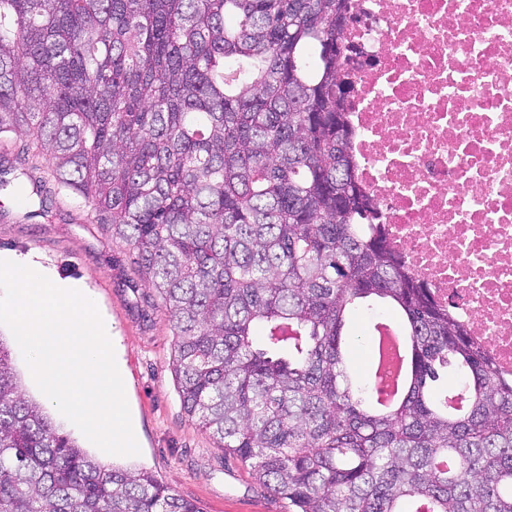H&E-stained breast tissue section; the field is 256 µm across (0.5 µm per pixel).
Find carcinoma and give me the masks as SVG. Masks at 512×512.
Instances as JSON below:
<instances>
[{"label": "carcinoma", "instance_id": "obj_1", "mask_svg": "<svg viewBox=\"0 0 512 512\" xmlns=\"http://www.w3.org/2000/svg\"><path fill=\"white\" fill-rule=\"evenodd\" d=\"M347 20L348 0H0V136L109 217L168 313L184 413L291 512H512V377L376 223ZM379 304L413 346L389 411L342 351ZM0 512L200 509L92 459L0 342Z\"/></svg>", "mask_w": 512, "mask_h": 512}]
</instances>
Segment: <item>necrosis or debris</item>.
<instances>
[{"label":"necrosis or debris","mask_w":512,"mask_h":512,"mask_svg":"<svg viewBox=\"0 0 512 512\" xmlns=\"http://www.w3.org/2000/svg\"><path fill=\"white\" fill-rule=\"evenodd\" d=\"M341 78L390 243L512 376V0H350Z\"/></svg>","instance_id":"4bbe7bcc"}]
</instances>
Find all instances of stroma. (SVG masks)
<instances>
[{"label": "stroma", "instance_id": "35a3bbf8", "mask_svg": "<svg viewBox=\"0 0 512 512\" xmlns=\"http://www.w3.org/2000/svg\"><path fill=\"white\" fill-rule=\"evenodd\" d=\"M19 181L28 190L45 183L50 191L21 205L14 188L0 189V252L38 254L58 275L94 293L100 314L112 325L140 452L106 454L51 407L47 413L55 426L101 464L150 471L203 512H288L286 500L263 488L235 455L185 415L171 370L168 314L132 249L113 236L111 225L97 221L88 203L52 182L45 160Z\"/></svg>", "mask_w": 512, "mask_h": 512}]
</instances>
